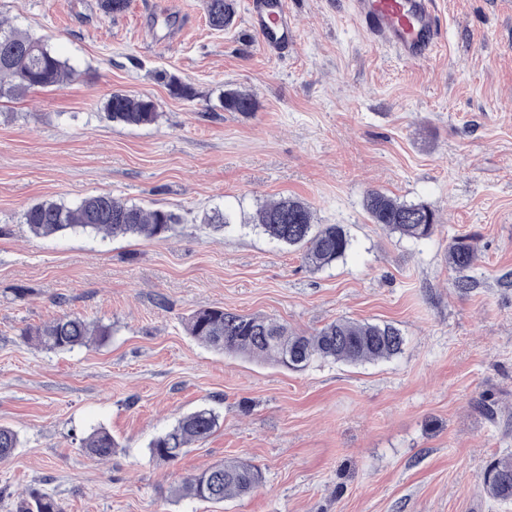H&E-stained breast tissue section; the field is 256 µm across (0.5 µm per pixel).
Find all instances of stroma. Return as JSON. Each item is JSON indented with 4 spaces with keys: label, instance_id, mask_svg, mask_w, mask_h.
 Here are the masks:
<instances>
[{
    "label": "stroma",
    "instance_id": "obj_1",
    "mask_svg": "<svg viewBox=\"0 0 512 512\" xmlns=\"http://www.w3.org/2000/svg\"><path fill=\"white\" fill-rule=\"evenodd\" d=\"M288 56L264 52L235 0L209 27L204 0H0V17L45 38L75 71L58 89L0 99V424L21 445L0 461V512L29 488L65 512H507L485 493L512 455V0H438L443 36L411 65L369 43L349 0H285ZM191 84L173 96L163 74ZM256 111H225V89ZM116 91L159 118H105ZM436 210L413 241L372 223L369 188ZM109 193L179 213L162 239L81 231L38 238L33 203ZM283 196L352 240L319 271L300 253L214 209ZM470 238L475 282L455 288L453 238ZM260 314L299 333L339 317L389 323L405 338L386 361L296 371L219 354L187 332L194 311ZM72 313L108 325L101 346L53 352L21 329ZM220 427L175 461L149 441L198 407ZM105 427L118 446L80 447ZM258 465L252 494L214 504L175 487L226 459ZM82 448L90 455L101 461L112 456V449L117 443L104 427L94 428L89 434L81 438Z\"/></svg>",
    "mask_w": 512,
    "mask_h": 512
}]
</instances>
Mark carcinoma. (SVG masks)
<instances>
[{"mask_svg":"<svg viewBox=\"0 0 512 512\" xmlns=\"http://www.w3.org/2000/svg\"><path fill=\"white\" fill-rule=\"evenodd\" d=\"M209 25L224 30L235 22L233 0H205ZM72 70L60 60L47 42L23 32L0 19V99L13 98L30 89L62 86ZM170 91L185 99L194 97L193 88L174 75L164 76ZM224 110L250 113L256 101L248 93L224 91ZM105 117L130 126L154 123L159 115L157 103L147 96L113 93L104 104ZM363 207L371 221L393 233L413 240L431 237L437 229L436 212L424 203L400 201L380 189H369ZM23 223L36 237L48 238L82 229L105 237L165 238L181 224L178 214L165 209H146L109 193L83 198L75 205L41 201L27 208ZM252 224L271 240L301 251L305 263L314 270L331 266L344 258L350 238L339 224H317L310 207L295 197L266 202L250 219L226 208L215 210L205 223L214 230L232 224ZM475 261L473 246L464 238L448 246V263L459 273L455 287L469 289L467 275ZM187 330L206 347L220 353H237L271 361L293 370H302L316 360L351 365L388 360L400 353L404 338L395 327L338 318L311 334L292 332L288 326L261 315H240L222 307L200 309L187 318ZM112 330L108 325L79 316L62 314L36 327H26L20 336L48 351H71L93 343L103 344ZM220 414L201 407L182 415L164 433L149 442L152 456L175 460L185 449L210 437L219 425ZM20 445L19 434L0 424V460L14 454ZM82 448L103 461L112 456L117 443L104 427H97L81 438ZM261 469L248 461L231 459L186 478L175 490L180 496L213 503L246 496L262 483ZM487 495L497 504L512 503V457L491 464V477L483 478ZM18 512H65L51 494L32 488L20 499Z\"/></svg>","mask_w":512,"mask_h":512,"instance_id":"cac0c4a2","label":"carcinoma"}]
</instances>
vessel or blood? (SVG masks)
<instances>
[{"instance_id": "b4317fda", "label": "vessel or blood", "mask_w": 512, "mask_h": 512, "mask_svg": "<svg viewBox=\"0 0 512 512\" xmlns=\"http://www.w3.org/2000/svg\"><path fill=\"white\" fill-rule=\"evenodd\" d=\"M352 14L371 43L413 65L427 62L440 41L435 0H352ZM248 22L260 31L264 50L287 53L295 22L284 0H254Z\"/></svg>"}]
</instances>
